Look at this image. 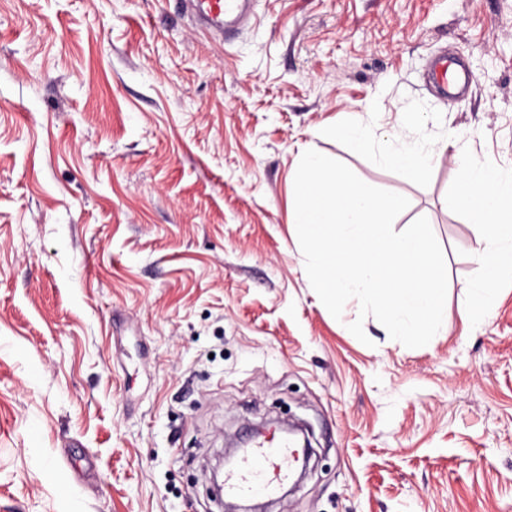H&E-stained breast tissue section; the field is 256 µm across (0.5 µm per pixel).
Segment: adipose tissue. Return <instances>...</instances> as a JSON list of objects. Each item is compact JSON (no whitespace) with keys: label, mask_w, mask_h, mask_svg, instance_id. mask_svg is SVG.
Returning <instances> with one entry per match:
<instances>
[{"label":"adipose tissue","mask_w":512,"mask_h":512,"mask_svg":"<svg viewBox=\"0 0 512 512\" xmlns=\"http://www.w3.org/2000/svg\"><path fill=\"white\" fill-rule=\"evenodd\" d=\"M442 152V147L436 145L424 149L416 143L403 141L392 151L381 154L380 160L408 178L419 179ZM452 203L473 214L477 233L484 242L470 284L471 299L465 310L468 318L479 320L490 300L492 281L505 267L512 265V169L467 166Z\"/></svg>","instance_id":"adipose-tissue-1"}]
</instances>
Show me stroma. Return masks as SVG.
Masks as SVG:
<instances>
[{
	"label": "stroma",
	"instance_id": "1",
	"mask_svg": "<svg viewBox=\"0 0 512 512\" xmlns=\"http://www.w3.org/2000/svg\"><path fill=\"white\" fill-rule=\"evenodd\" d=\"M252 12L224 38L181 0H0V512H219L208 463L270 419L314 450L272 512H512V270L466 318L483 243L448 204L459 157L512 168V0ZM443 53L463 95L429 77ZM354 121L372 149L330 135ZM396 137L448 150L413 181L377 160ZM310 142L408 198L395 231L429 220L430 346L312 289L288 208Z\"/></svg>",
	"mask_w": 512,
	"mask_h": 512
}]
</instances>
